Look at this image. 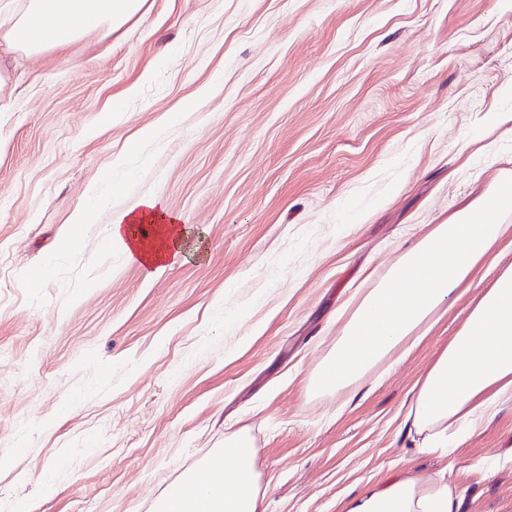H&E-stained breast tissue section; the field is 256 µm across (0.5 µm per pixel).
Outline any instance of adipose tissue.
<instances>
[{"mask_svg":"<svg viewBox=\"0 0 512 512\" xmlns=\"http://www.w3.org/2000/svg\"><path fill=\"white\" fill-rule=\"evenodd\" d=\"M146 0H9L0 20V46L27 58L74 45L91 34L110 36L141 14ZM111 211L109 223L98 221ZM512 170L476 203L434 225L403 252L357 303L333 349L309 381L312 389H352L379 366L414 348L463 295L471 309L415 382L403 424L413 460L449 443L497 414L512 400V266L487 288L474 289L482 267L512 244ZM71 221L76 235L62 247L79 250L82 232L98 229L108 247L155 275L185 258L186 232L156 199L113 211L111 196L90 190ZM257 448L246 433L225 442L200 475H188L160 498L154 512H266L255 470ZM460 495L441 477L422 476L412 464L347 497L341 512H459Z\"/></svg>","mask_w":512,"mask_h":512,"instance_id":"adipose-tissue-1","label":"adipose tissue"}]
</instances>
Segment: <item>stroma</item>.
<instances>
[{"label":"stroma","mask_w":512,"mask_h":512,"mask_svg":"<svg viewBox=\"0 0 512 512\" xmlns=\"http://www.w3.org/2000/svg\"><path fill=\"white\" fill-rule=\"evenodd\" d=\"M146 7L0 91V512H151L243 428L268 512H340L404 464L469 296L381 382L309 379L371 274L512 169V0ZM94 186L157 198L205 255L150 277L94 232L59 251ZM416 465L512 512V403Z\"/></svg>","instance_id":"1"}]
</instances>
